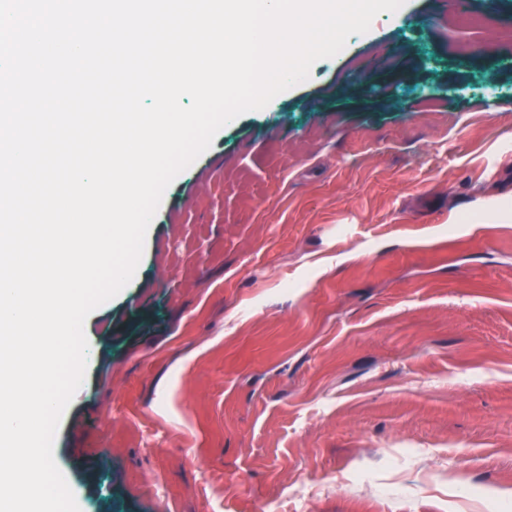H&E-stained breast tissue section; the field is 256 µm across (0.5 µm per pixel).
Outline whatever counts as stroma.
Listing matches in <instances>:
<instances>
[{
    "label": "stroma",
    "instance_id": "1",
    "mask_svg": "<svg viewBox=\"0 0 512 512\" xmlns=\"http://www.w3.org/2000/svg\"><path fill=\"white\" fill-rule=\"evenodd\" d=\"M512 0H406L223 126L85 321L83 512H512Z\"/></svg>",
    "mask_w": 512,
    "mask_h": 512
}]
</instances>
